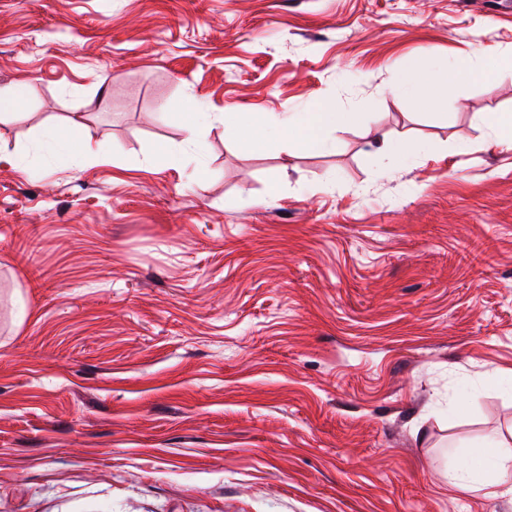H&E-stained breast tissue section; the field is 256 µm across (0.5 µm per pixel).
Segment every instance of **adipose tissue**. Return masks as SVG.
I'll return each mask as SVG.
<instances>
[{"mask_svg": "<svg viewBox=\"0 0 512 512\" xmlns=\"http://www.w3.org/2000/svg\"><path fill=\"white\" fill-rule=\"evenodd\" d=\"M394 90L406 93L419 105H432L445 95L448 86L426 61L414 63L409 77L397 80ZM355 115L336 112L321 103H311L301 112H292L277 118L265 113L238 112L234 116L209 112L205 109L188 113L184 131L189 147H196L209 122H220L239 145L257 149L266 145L271 132H278L296 147L309 151L326 150L335 146L332 134L337 128L350 124ZM80 124L73 121L47 132L57 158L61 163L75 161L96 163L104 156L106 145L93 144L79 138ZM453 485L485 491L491 496L512 497V447L501 442L487 446L478 457L460 461L449 476Z\"/></svg>", "mask_w": 512, "mask_h": 512, "instance_id": "adipose-tissue-1", "label": "adipose tissue"}]
</instances>
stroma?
<instances>
[{
    "label": "stroma",
    "instance_id": "1",
    "mask_svg": "<svg viewBox=\"0 0 512 512\" xmlns=\"http://www.w3.org/2000/svg\"><path fill=\"white\" fill-rule=\"evenodd\" d=\"M510 57L512 0H0V512H512L448 482L512 438ZM420 59L475 73L421 107ZM315 101L333 150L165 161ZM481 120L493 133L498 146L512 149V113L485 112ZM81 124L71 121L63 127L51 128L47 131V137L54 145L59 162L66 164L75 161L81 164L96 163L102 156L108 153L106 145L91 144L79 139ZM380 142V154L383 159L392 162L395 158L407 160L409 158L407 140L403 136H397L393 139L377 137Z\"/></svg>",
    "mask_w": 512,
    "mask_h": 512
}]
</instances>
